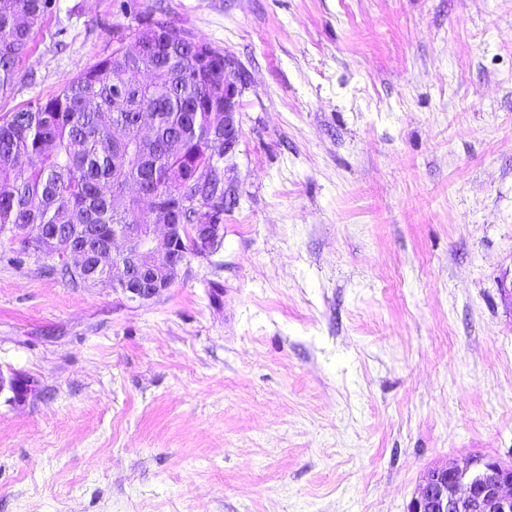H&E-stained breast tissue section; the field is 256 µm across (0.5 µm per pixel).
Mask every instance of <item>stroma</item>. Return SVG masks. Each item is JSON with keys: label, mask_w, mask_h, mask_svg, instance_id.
I'll use <instances>...</instances> for the list:
<instances>
[{"label": "stroma", "mask_w": 512, "mask_h": 512, "mask_svg": "<svg viewBox=\"0 0 512 512\" xmlns=\"http://www.w3.org/2000/svg\"><path fill=\"white\" fill-rule=\"evenodd\" d=\"M54 0L0 117L112 50ZM238 68L224 243L128 302L0 259V512H407L512 459V0H136ZM7 390L15 402H24L38 392V384L21 374L10 372L7 376L0 371V394Z\"/></svg>", "instance_id": "1"}]
</instances>
